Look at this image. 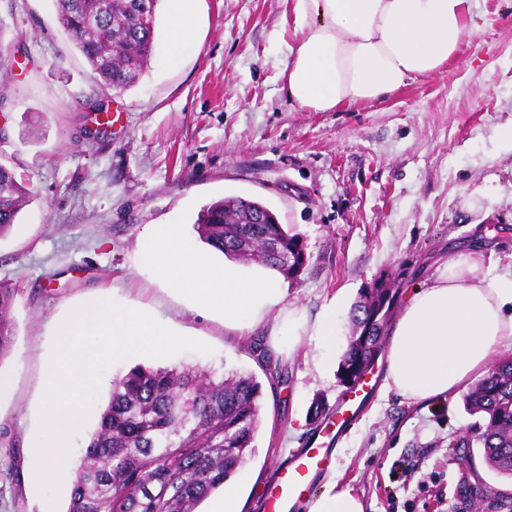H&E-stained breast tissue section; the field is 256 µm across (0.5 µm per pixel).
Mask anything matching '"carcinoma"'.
I'll use <instances>...</instances> for the list:
<instances>
[{"mask_svg": "<svg viewBox=\"0 0 512 512\" xmlns=\"http://www.w3.org/2000/svg\"><path fill=\"white\" fill-rule=\"evenodd\" d=\"M71 42L110 90L133 86L153 50L154 14L135 0H54ZM33 198L28 184L0 164V236ZM265 223L254 224L258 216ZM197 230L209 245L241 261H257L296 279L307 262L300 237L258 201L228 197L203 210ZM18 289L0 282V358L13 348L10 313ZM389 298L364 293L341 356L339 383L383 351ZM261 384L253 374H215L199 367L140 365L110 384L96 428L84 446L66 512H196L238 472L259 427ZM483 423L453 438V448L477 446L487 464L512 476V356L502 359L464 396Z\"/></svg>", "mask_w": 512, "mask_h": 512, "instance_id": "1", "label": "carcinoma"}]
</instances>
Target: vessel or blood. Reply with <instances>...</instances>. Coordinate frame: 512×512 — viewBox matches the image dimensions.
<instances>
[{
	"mask_svg": "<svg viewBox=\"0 0 512 512\" xmlns=\"http://www.w3.org/2000/svg\"><path fill=\"white\" fill-rule=\"evenodd\" d=\"M330 457V449L320 443L297 451L281 467L279 476L268 491L267 512H293L313 479L328 467Z\"/></svg>",
	"mask_w": 512,
	"mask_h": 512,
	"instance_id": "b4317fda",
	"label": "vessel or blood"
}]
</instances>
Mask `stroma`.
I'll return each instance as SVG.
<instances>
[{
    "instance_id": "1",
    "label": "stroma",
    "mask_w": 512,
    "mask_h": 512,
    "mask_svg": "<svg viewBox=\"0 0 512 512\" xmlns=\"http://www.w3.org/2000/svg\"><path fill=\"white\" fill-rule=\"evenodd\" d=\"M200 49L179 65L165 59L164 6L155 8L152 56L135 85L101 87L62 31L53 0H0L8 49L0 57V164L34 198L0 238V281L20 292L16 337L0 372L14 395L0 402V512H63L23 480L26 440L39 428L41 382L52 318L100 291L150 303L163 319L211 346L166 366L245 372L261 384L254 451L235 475L241 512L263 497L291 451L305 447L348 398L337 373L351 314L378 278L398 292L433 272L448 245L483 235L494 272L512 268V0H479L475 32L436 74L395 96L309 112L281 90L292 36L284 0H203ZM227 196L264 203L299 234L308 262L287 302L315 316L332 299L335 349L302 341L258 353L249 336L183 312L131 268L146 225L195 226ZM374 389L341 437L331 464L365 512H501L512 478L492 472L478 448L449 451L476 418L463 395L414 401ZM492 488L470 498L475 481Z\"/></svg>"
}]
</instances>
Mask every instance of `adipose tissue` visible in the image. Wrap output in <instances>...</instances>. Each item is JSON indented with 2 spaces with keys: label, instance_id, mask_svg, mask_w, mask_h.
I'll return each mask as SVG.
<instances>
[{
  "label": "adipose tissue",
  "instance_id": "obj_1",
  "mask_svg": "<svg viewBox=\"0 0 512 512\" xmlns=\"http://www.w3.org/2000/svg\"><path fill=\"white\" fill-rule=\"evenodd\" d=\"M170 63L199 49L201 0H165ZM475 0H288L282 90L313 112L388 99L438 72L474 29ZM132 267L186 311L219 322L228 336L264 330L273 344L302 337L336 344V307L307 319L287 305L281 272L242 264L199 243L179 224H151ZM512 341V271L485 263L483 242L449 250L434 275L414 285L385 339L386 386L411 400L455 394L487 375L491 357ZM309 512H364L360 498L329 478Z\"/></svg>",
  "mask_w": 512,
  "mask_h": 512
}]
</instances>
